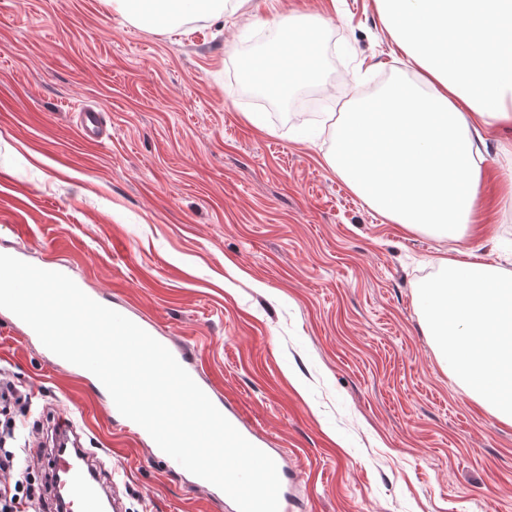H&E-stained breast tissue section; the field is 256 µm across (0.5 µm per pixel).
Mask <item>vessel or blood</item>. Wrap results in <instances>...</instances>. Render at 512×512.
<instances>
[{
    "label": "vessel or blood",
    "mask_w": 512,
    "mask_h": 512,
    "mask_svg": "<svg viewBox=\"0 0 512 512\" xmlns=\"http://www.w3.org/2000/svg\"><path fill=\"white\" fill-rule=\"evenodd\" d=\"M78 131L83 139L98 141L103 135L100 110L83 109ZM89 463L88 452L83 448L58 451L52 458L53 495L66 501L69 512H101L102 501L114 505L120 499L118 490L105 486Z\"/></svg>",
    "instance_id": "b4317fda"
}]
</instances>
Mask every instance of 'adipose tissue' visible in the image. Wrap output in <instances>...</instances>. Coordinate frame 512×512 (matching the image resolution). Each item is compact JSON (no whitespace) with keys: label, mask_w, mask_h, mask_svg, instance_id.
Listing matches in <instances>:
<instances>
[{"label":"adipose tissue","mask_w":512,"mask_h":512,"mask_svg":"<svg viewBox=\"0 0 512 512\" xmlns=\"http://www.w3.org/2000/svg\"><path fill=\"white\" fill-rule=\"evenodd\" d=\"M375 3L413 80L351 106L325 160L387 220L461 240L484 205V133L512 127V0ZM112 7L166 26L182 17L181 0ZM437 264L443 280L416 292L426 333L459 384L512 424V276L461 249Z\"/></svg>","instance_id":"adipose-tissue-1"}]
</instances>
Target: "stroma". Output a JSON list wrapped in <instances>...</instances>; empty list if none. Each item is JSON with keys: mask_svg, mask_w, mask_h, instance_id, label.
<instances>
[{"mask_svg": "<svg viewBox=\"0 0 512 512\" xmlns=\"http://www.w3.org/2000/svg\"><path fill=\"white\" fill-rule=\"evenodd\" d=\"M263 0L152 27L110 0H0V253L57 263L103 304L192 352L267 448L301 512H512V425L444 370L416 307L453 241L371 211L327 165L312 94L340 119L403 65L374 0H281L332 18L307 43L318 77L250 124L230 82L278 36ZM367 71L356 90L344 77ZM107 107L84 140L75 109ZM512 273V204L464 241ZM0 371L32 397L27 442L58 416L106 465L126 512H233L151 455L106 395L0 309Z\"/></svg>", "mask_w": 512, "mask_h": 512, "instance_id": "35a3bbf8", "label": "stroma"}]
</instances>
